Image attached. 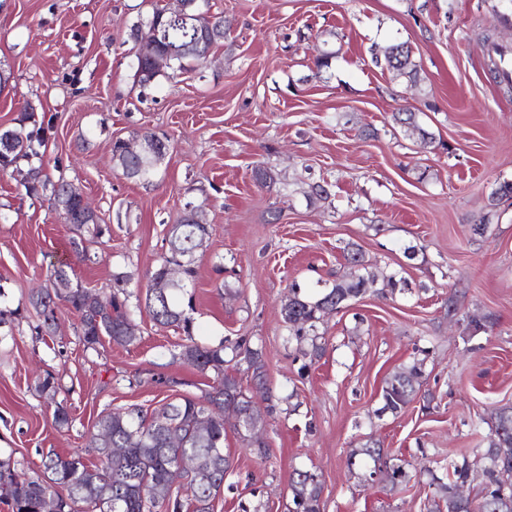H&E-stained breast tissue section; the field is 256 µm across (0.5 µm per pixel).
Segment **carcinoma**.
I'll return each instance as SVG.
<instances>
[{
  "mask_svg": "<svg viewBox=\"0 0 512 512\" xmlns=\"http://www.w3.org/2000/svg\"><path fill=\"white\" fill-rule=\"evenodd\" d=\"M189 12L183 17L172 16L157 9L145 21L134 23L130 36L138 43L143 39L156 42L171 57L169 72H164L140 56L136 57L138 82L142 87L155 83L158 77L175 78L196 69L215 46L224 44V16L211 13L210 0H188ZM212 20L213 30L205 35L199 21ZM372 62L383 71L410 84L419 81V68L413 60L412 48L406 42L392 43L372 50ZM394 120L403 128L405 136L431 146L435 136L419 123L414 112H397ZM44 122L36 120L35 106L27 102L17 118V126L0 132V172L21 171L20 162L29 164L42 159L47 146ZM169 148L143 157L122 152L120 141L112 146V160L121 172L144 170L154 176ZM23 187L29 196H43L51 209L64 223L76 231L70 241L78 259L86 257L83 236L100 238L109 227L100 224V218L68 192L69 184L42 177V167L31 166ZM209 235L207 225L201 223L198 208L183 212L170 225L167 234V253L151 272L146 294V308L152 319L162 325L176 326L188 337L193 336L192 322L185 316L182 296L185 283L164 290L153 288V283L164 279L167 267L176 264L184 270V279L195 277V254L204 246ZM67 263H60L51 274L50 287L30 297L31 305L42 317L41 328L54 332L57 302L63 301L79 317L83 342L88 346L100 343L106 336L117 344H131L136 340V325L130 317L126 300L118 295L101 297L78 283H73ZM375 275L368 271L350 280H339L332 287L315 295L302 292L294 283L282 303L281 317L297 341H309L302 354L315 360L324 347L317 343V323L323 317L340 311L348 303L368 292L393 297L410 290L409 282L391 272L383 276L384 287L372 289ZM231 360L247 359L256 385L264 386V364L260 353L238 339L217 347H205L191 341L182 345L179 359L201 372H211L215 385L199 398L184 397L163 403L151 413L137 407L106 413L99 417L97 433L91 435L89 447L99 463L88 464L82 455L49 454L43 460L44 477L29 479L19 475L8 460L0 459V498L6 500L12 512H43L44 497H54L58 512H177L178 502H169L170 471L180 456L193 452L210 472L205 485L191 489L193 512H213L212 502L224 489V479L232 466L231 455L224 452V419L221 411L228 405L248 406L251 397L242 389L237 376L228 371L225 352ZM424 360L418 359L401 371L386 378L382 386V413L400 414L411 402L423 378ZM266 418L256 413L248 427L238 432L247 448H258V455L269 457L260 438ZM488 446L472 458L460 453L443 477H432L435 485L430 512H461L456 501L459 484L480 479L479 496L474 499L475 512H512V406L495 410L487 422ZM105 432L112 438V447L125 449L121 458L104 453L97 434ZM358 455L370 459L382 474L390 489H403L414 474L409 464L387 465L385 451L377 441H368L355 449L350 457ZM292 507L289 512H320L321 484L308 470H297L291 478Z\"/></svg>",
  "mask_w": 512,
  "mask_h": 512,
  "instance_id": "carcinoma-1",
  "label": "carcinoma"
}]
</instances>
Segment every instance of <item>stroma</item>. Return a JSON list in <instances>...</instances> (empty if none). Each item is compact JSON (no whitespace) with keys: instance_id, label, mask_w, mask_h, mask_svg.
I'll return each mask as SVG.
<instances>
[{"instance_id":"35a3bbf8","label":"stroma","mask_w":512,"mask_h":512,"mask_svg":"<svg viewBox=\"0 0 512 512\" xmlns=\"http://www.w3.org/2000/svg\"><path fill=\"white\" fill-rule=\"evenodd\" d=\"M173 0H0V129L24 103L49 123L43 171L82 193L109 233L85 243L21 174L0 175V458L30 478L51 453L88 452L102 413L200 397L214 384L179 358L186 338L152 320L146 274L185 204L210 235L196 257L194 339L215 347L246 337L262 354L273 413L268 458L224 445L234 467L213 512H287L294 470L322 482L321 512H428L461 449L480 453L472 423L512 405V204L490 207L512 181V84L489 72L493 46L512 49V0H211L223 46L195 71L141 87L129 28ZM408 42L422 82L412 87L371 62L372 45ZM335 50L329 68L315 59ZM417 113L438 146L402 136L394 112ZM151 132L169 151L153 183L126 178L115 140ZM266 180H257V172ZM327 182L317 200L310 187ZM486 220L484 236L471 224ZM357 245L373 271H397L409 292L365 294L317 325L324 352L301 373V345L280 315L291 283L314 292L354 276ZM417 249L407 258L406 247ZM92 293L123 291L134 343L84 346L79 319L61 310L40 334L29 297L59 263ZM128 277L116 285L114 277ZM491 316L468 334L448 318ZM423 360L422 384L398 415L376 416L395 371ZM55 396L40 389L45 376ZM71 421L53 423L56 406ZM388 464L424 462L406 489L384 488L364 461L368 437Z\"/></svg>"}]
</instances>
